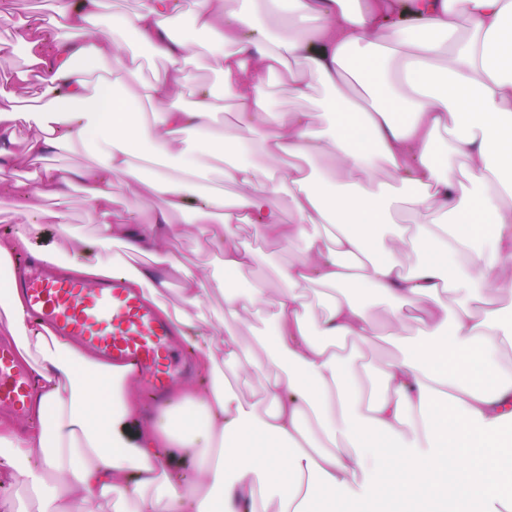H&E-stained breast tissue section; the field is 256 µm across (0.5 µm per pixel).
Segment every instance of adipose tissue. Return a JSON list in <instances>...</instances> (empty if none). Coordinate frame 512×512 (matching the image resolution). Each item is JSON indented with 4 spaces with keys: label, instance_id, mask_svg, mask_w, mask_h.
<instances>
[{
    "label": "adipose tissue",
    "instance_id": "adipose-tissue-1",
    "mask_svg": "<svg viewBox=\"0 0 512 512\" xmlns=\"http://www.w3.org/2000/svg\"><path fill=\"white\" fill-rule=\"evenodd\" d=\"M262 0H195L192 28L175 31L179 0H141L102 21V0L83 11L60 0L50 25L26 22L18 41L28 57L17 83H37L41 103L0 89V169L91 143L98 165L48 167L35 192L65 248L35 253L87 283L124 275L167 318L192 336L208 387L184 394L192 415H169L123 432L138 411L131 375L94 358L46 323H32L8 277L18 250L41 227L28 221L0 237V335L31 369L37 393L26 429L0 420V486L22 480L25 497L0 498V512H255L256 496L276 512H311L316 499L349 508L358 473L375 447L390 456L384 481L399 512L415 500L453 489L455 512H512L492 448L512 420V375L496 358L512 346V318L484 305L495 266L512 262V0H418L415 29L388 22L395 0H288L270 28L257 19ZM464 15L471 35L448 41ZM209 53L196 56V32ZM166 63L162 78L142 83L127 54L134 45ZM414 51L397 61L399 48ZM221 62L220 92L180 100L185 67ZM293 98L326 95L317 111L283 112L266 93L281 68ZM106 72L91 82L89 69ZM142 83L146 113L123 104L109 114L103 92ZM357 83L361 93L346 92ZM233 130L220 151L181 132L209 131L225 100ZM334 160L344 175L325 195L304 162ZM467 180L456 177L458 159ZM397 184L378 180L380 169ZM224 178L233 193L215 184ZM161 203L137 221L138 186ZM130 190L123 221L112 220L116 187ZM88 205L94 238L69 224L73 189ZM287 205H280V197ZM188 224L221 225V270L192 280L182 305L165 294L184 263L163 247L173 215ZM297 248L276 268L281 286L264 281L228 287L225 277L250 266L238 243L242 225ZM218 297L222 339L202 332L200 310ZM389 306L394 328L422 312L421 343L379 368V392L349 383L354 358L337 341L374 335L368 300ZM271 302L274 339L244 340L239 324ZM264 354L274 373L259 406L230 385ZM209 464L185 487L163 453L168 445Z\"/></svg>",
    "mask_w": 512,
    "mask_h": 512
}]
</instances>
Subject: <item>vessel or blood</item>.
Segmentation results:
<instances>
[{"label": "vessel or blood", "mask_w": 512, "mask_h": 512, "mask_svg": "<svg viewBox=\"0 0 512 512\" xmlns=\"http://www.w3.org/2000/svg\"><path fill=\"white\" fill-rule=\"evenodd\" d=\"M18 263L26 272L15 286L26 297L33 319L51 322L57 332L76 337L100 359L131 369L150 398L151 411L174 408L179 351L170 326L154 305L129 288L125 277L106 276L90 287L29 268L27 256H20ZM33 392L29 369L16 361L11 346L0 345V407L25 417Z\"/></svg>", "instance_id": "vessel-or-blood-1"}]
</instances>
